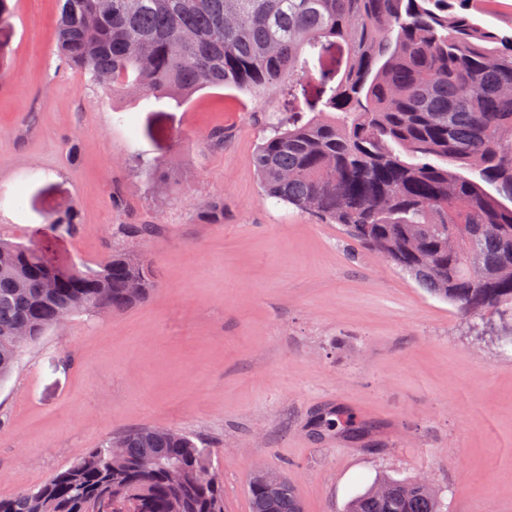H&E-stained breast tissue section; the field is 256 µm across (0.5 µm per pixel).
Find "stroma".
<instances>
[{
  "label": "stroma",
  "mask_w": 512,
  "mask_h": 512,
  "mask_svg": "<svg viewBox=\"0 0 512 512\" xmlns=\"http://www.w3.org/2000/svg\"><path fill=\"white\" fill-rule=\"evenodd\" d=\"M13 2L1 32L0 237L93 266L118 225L152 224L135 246L157 288L123 313L73 317L0 383V497L110 433L171 426L217 447L224 512H250L259 470L287 476L304 512H344L382 476L426 477L444 512H512V346L479 341L485 321H466L341 225L264 197L253 158L279 99L107 96L58 55L59 0ZM141 156L180 173L179 190L162 196ZM215 196L223 222L200 220ZM73 210L79 232H54L51 219ZM331 411L366 435L314 432Z\"/></svg>",
  "instance_id": "1"
}]
</instances>
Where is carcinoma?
Instances as JSON below:
<instances>
[{
  "instance_id": "carcinoma-1",
  "label": "carcinoma",
  "mask_w": 512,
  "mask_h": 512,
  "mask_svg": "<svg viewBox=\"0 0 512 512\" xmlns=\"http://www.w3.org/2000/svg\"><path fill=\"white\" fill-rule=\"evenodd\" d=\"M464 2L64 0L57 48L112 95L278 92L286 114L254 159L265 196L342 225L462 315L512 320V31L483 27L458 10ZM200 217L223 221L224 199ZM51 226L73 235L80 222L69 213ZM130 251L95 267L47 265L37 248L0 238V383L59 317L116 315L151 296L154 266ZM20 321L32 329L23 346L9 334ZM321 423L362 432L351 414ZM217 459L174 427L130 428L0 498V512H103L111 500L112 512H224ZM248 495L251 512L303 507L292 485ZM346 512L442 508L422 477H382Z\"/></svg>"
}]
</instances>
